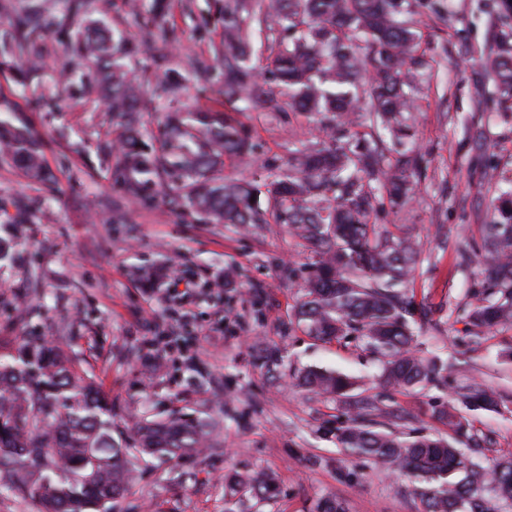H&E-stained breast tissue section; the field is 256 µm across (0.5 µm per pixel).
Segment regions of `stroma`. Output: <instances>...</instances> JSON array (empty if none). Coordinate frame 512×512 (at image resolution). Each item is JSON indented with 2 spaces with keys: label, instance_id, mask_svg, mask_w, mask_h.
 Listing matches in <instances>:
<instances>
[{
  "label": "stroma",
  "instance_id": "obj_1",
  "mask_svg": "<svg viewBox=\"0 0 512 512\" xmlns=\"http://www.w3.org/2000/svg\"><path fill=\"white\" fill-rule=\"evenodd\" d=\"M221 8L222 0H170L151 51L132 59L135 73L151 81L171 70L183 76L174 92L148 93L145 145H155L166 111L218 106V90L199 94L189 61L209 59L222 44ZM92 17L136 43L152 25L151 0H139L134 14L126 0H111ZM417 20L432 64L416 100L422 169L412 202L379 211L375 221L405 225L420 243L425 262L412 293L435 321L420 330V348L462 359L444 388L383 390L381 361L362 341L323 342L298 327L293 311L313 250L285 225L214 224L169 204L155 183L133 195L109 160L112 126L94 99L32 110L35 97L54 91L66 41L48 38L42 80L27 86L0 58V121L26 125L55 175L51 184L27 179L0 156V239L13 254L0 261V335L14 328L48 341L65 337L111 401L118 430L179 409L208 434L202 453L134 462L112 512H320L336 499L346 512H420L406 473L344 455L334 429L348 411L298 385L307 367L385 394L414 427L434 435L446 431L438 411L454 401L456 387L500 389V411L475 416L473 427L492 439L484 459L512 455V360L505 355L512 328L469 344L465 323L448 315L481 278L479 263L458 267L459 248L479 241L491 199L512 188V113L494 98L484 66L494 26H512V16L500 14L499 0H423ZM234 118L255 150L248 161L225 160L224 175L247 182L285 163L309 130L290 112ZM144 267L158 269L159 280H143ZM228 267L238 276L224 287ZM178 275L189 282L180 296L167 284ZM149 355L156 364H146ZM253 472L272 476L277 495L261 499L230 487L229 475Z\"/></svg>",
  "mask_w": 512,
  "mask_h": 512
}]
</instances>
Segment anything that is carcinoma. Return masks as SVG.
Segmentation results:
<instances>
[{
    "label": "carcinoma",
    "mask_w": 512,
    "mask_h": 512,
    "mask_svg": "<svg viewBox=\"0 0 512 512\" xmlns=\"http://www.w3.org/2000/svg\"><path fill=\"white\" fill-rule=\"evenodd\" d=\"M89 0H28L0 23V52L13 58L23 80L38 76L47 39L69 38L62 72L94 73V81L67 80L54 97L97 95L119 131L116 164L138 194L155 178L174 204L180 201L215 224H278L311 244L306 292L295 311L298 325L320 340L355 336L384 360V384L395 390L448 379L457 362L422 356L416 332L428 321L409 295L424 258L401 227L372 222L380 205H408L421 158L413 147L414 100L427 66L411 26L415 0H224V41L211 62L192 66L224 87V109L166 113L159 146H142L139 112L149 81L130 76L125 59L150 47L87 26ZM264 32L266 64L251 63V35ZM490 63L495 93L512 102V30L496 37ZM296 112L318 135L289 156L287 168L270 169L263 188L218 176L224 157L243 158L252 145L229 112ZM28 176L55 181L43 164L39 141L26 126L0 124V151ZM492 221L480 242L461 249L459 265L479 257L482 278L472 299L455 306L477 343L512 325V189L491 201ZM307 390L348 405L349 421L336 439L349 457L404 471L422 512H512V457L483 462L475 449L490 439L474 432L459 412L496 411L502 398L475 385L456 391L457 405L442 411L448 434L407 431L409 419L338 372L309 368L299 377ZM205 447V433L175 413L146 420L116 439L112 402L60 344L15 336L0 341V490L34 504L37 512H111L127 490L130 461L144 454L181 457ZM265 498L275 482L261 474L234 475Z\"/></svg>",
    "instance_id": "carcinoma-1"
}]
</instances>
